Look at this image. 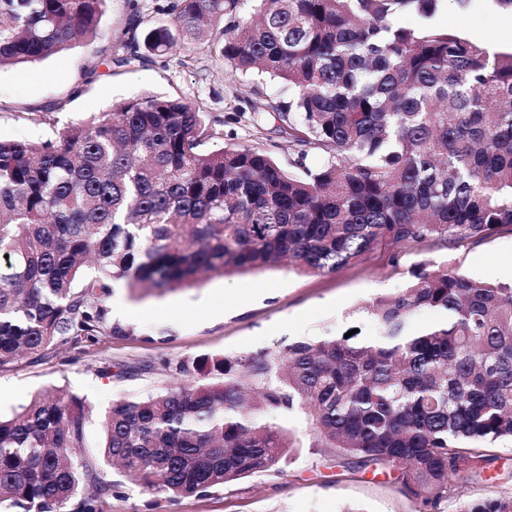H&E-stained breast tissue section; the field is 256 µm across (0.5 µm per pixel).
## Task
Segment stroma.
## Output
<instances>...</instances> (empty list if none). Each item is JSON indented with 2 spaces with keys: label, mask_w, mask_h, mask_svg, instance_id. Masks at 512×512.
Wrapping results in <instances>:
<instances>
[{
  "label": "stroma",
  "mask_w": 512,
  "mask_h": 512,
  "mask_svg": "<svg viewBox=\"0 0 512 512\" xmlns=\"http://www.w3.org/2000/svg\"><path fill=\"white\" fill-rule=\"evenodd\" d=\"M512 11L495 0H471L466 9L448 4L437 25L488 45L512 48ZM126 11L112 0L101 21L102 40L77 44L70 51L33 65L0 69V139L35 140L51 124L71 122L109 110L113 103L144 94H162L200 108L215 136L205 150L254 145L271 151L286 169L320 167L326 155L302 150L282 134L279 122L265 117L254 124L252 104L263 98L287 101V85L254 73H242L207 55L183 62L181 55L148 53L142 63L109 68L99 52L120 53ZM97 77L84 83L87 69ZM427 262L447 265L477 279L512 281V230L500 228L480 239H456L440 245L386 246L327 274L299 275L285 267L257 273L213 277L202 287L142 298L115 285L107 301L111 322L128 327L127 337H102L57 349L38 363L19 359L0 371V415L11 416L39 391L58 387L83 397L89 411L87 445L101 436L100 420L112 402L141 397L176 382L175 364L215 355L257 352L281 343L342 335L360 327L375 334L377 323L362 308L381 295L397 294L408 271ZM136 368L133 376L103 378V361ZM288 426L296 438L282 472H262L230 489L177 498L133 485L121 472L100 466L101 481L113 484L104 512H414V504L397 489L390 474L344 477L333 451L317 447L304 414ZM483 482L463 485L440 505L457 512L460 502L512 493V442L500 441Z\"/></svg>",
  "instance_id": "1"
}]
</instances>
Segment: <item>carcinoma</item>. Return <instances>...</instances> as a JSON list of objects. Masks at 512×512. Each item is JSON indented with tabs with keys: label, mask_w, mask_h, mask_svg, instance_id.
Here are the masks:
<instances>
[{
	"label": "carcinoma",
	"mask_w": 512,
	"mask_h": 512,
	"mask_svg": "<svg viewBox=\"0 0 512 512\" xmlns=\"http://www.w3.org/2000/svg\"><path fill=\"white\" fill-rule=\"evenodd\" d=\"M165 0L145 28L124 0L122 55H191L288 84L261 103L288 136L327 154L301 174L254 146L201 151L210 127L179 98L145 94L45 139L0 140V370L84 336L124 337L105 299L197 287L288 262L326 274L390 243L481 238L512 226V50L492 53L435 26L443 0ZM112 0H0V68L36 64L103 36ZM405 14L418 18L401 25ZM444 319L406 330L416 314ZM364 312L380 326L257 353L182 360L178 384L119 398L86 447L79 395L38 393L0 418L4 512H102L99 464L171 497L279 472L297 411L336 466L398 470L415 512L479 483L512 440V285L420 264ZM276 415L279 421L271 419ZM94 491L78 496L84 482ZM460 512H512V495Z\"/></svg>",
	"instance_id": "obj_1"
}]
</instances>
